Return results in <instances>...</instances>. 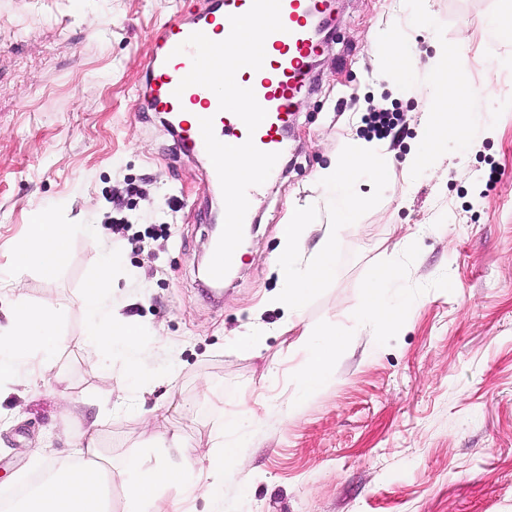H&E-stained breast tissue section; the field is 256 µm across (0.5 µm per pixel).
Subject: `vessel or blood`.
<instances>
[{
  "label": "vessel or blood",
  "instance_id": "vessel-or-blood-1",
  "mask_svg": "<svg viewBox=\"0 0 512 512\" xmlns=\"http://www.w3.org/2000/svg\"><path fill=\"white\" fill-rule=\"evenodd\" d=\"M251 6L252 0H209L207 7L195 12L190 21L166 23L155 35L157 49L146 63V109L169 115L187 152L205 151L199 121L184 117L183 103L187 100L201 104L206 116L212 117L214 133L221 142L240 145L250 139L264 152L282 148L295 100L311 80L307 63L320 51L311 35V21L323 11V0H280L283 28L271 33L264 44L273 53L272 73L255 74L249 82L258 103L267 112L255 131H248L234 113L220 110L219 99L212 90L201 85L184 89L179 86L190 72L192 61L190 53H177V46L195 32L209 37L219 32L230 33V16L244 14Z\"/></svg>",
  "mask_w": 512,
  "mask_h": 512
}]
</instances>
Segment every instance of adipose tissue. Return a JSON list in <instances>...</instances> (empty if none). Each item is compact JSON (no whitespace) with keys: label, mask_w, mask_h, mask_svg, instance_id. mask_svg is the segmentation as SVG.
<instances>
[{"label":"adipose tissue","mask_w":512,"mask_h":512,"mask_svg":"<svg viewBox=\"0 0 512 512\" xmlns=\"http://www.w3.org/2000/svg\"><path fill=\"white\" fill-rule=\"evenodd\" d=\"M372 43L379 59L380 78L388 79L396 73L407 76L416 69L418 55L398 28L375 33ZM434 68L440 75L435 92L444 98L448 108L441 114L436 112L434 104L424 107L417 127L421 151L410 160L415 167L430 163L433 153L445 142L449 126L462 119L456 102L463 75L449 67L447 43L436 44ZM387 161L382 143L349 138L335 161L320 170L321 198L337 223H353L365 203L364 194L351 179L352 174L366 169L385 172ZM308 222L307 214L292 209L287 222L280 227L278 265L288 285L282 304L291 316L299 314L311 295L332 276L335 229L325 231L305 265L297 263ZM78 235L94 244L99 239V229L93 224H59L47 212L35 211L27 226V236L16 251L17 262L45 273L57 272L65 267L69 244ZM395 277L393 267L380 268L363 295L365 311L386 331L396 328L406 315L401 304L391 303L388 298ZM106 280V274L102 273L86 285L81 301L83 314L94 335L124 357L129 379L138 387H146L150 378L144 372V364L151 355L152 344L135 321L113 317L104 293ZM62 341L52 305L13 304L6 322L0 323V383L23 376L43 377L52 368L54 353ZM343 343L342 333L335 328L312 333L304 349L296 393L287 404L288 413H297L302 401L325 385ZM240 451L239 443L216 439L208 457L207 477L203 480L197 479L195 463L187 458L152 466L129 459L125 464L128 494L139 505L140 512H155L160 494L175 483L186 495L210 503L220 501L224 497V476ZM71 456L73 461L69 464L42 458L41 482L16 505L14 512H112L108 493L112 463L105 457L97 434H80L73 443Z\"/></svg>","instance_id":"obj_1"}]
</instances>
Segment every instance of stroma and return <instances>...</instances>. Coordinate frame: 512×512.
Masks as SVG:
<instances>
[{"mask_svg": "<svg viewBox=\"0 0 512 512\" xmlns=\"http://www.w3.org/2000/svg\"><path fill=\"white\" fill-rule=\"evenodd\" d=\"M399 5L338 0L288 149L253 206L242 262L213 294L202 266L214 180L143 109L154 32L204 0H0V277L12 283L0 308L54 304L64 338L44 380L0 385V497L38 476L36 454L69 459L90 419L112 461V512H129L123 461L168 453L206 464L223 416L244 401L256 416L235 434L242 453L223 502L207 506L175 485L157 512H512V110L487 111L478 95L490 78L512 98V68L492 70L501 49L487 41L512 0H412L406 33L420 67L380 88L370 37ZM435 36L463 49L449 60L466 77L471 126L415 168L407 158L419 149ZM373 105L403 118L385 141L387 174H357L368 201L336 239L334 276L285 324L279 227L289 209L309 211L313 249L332 221L314 175L344 138L369 137ZM39 208L63 224L100 225V246L73 239L51 276L16 267ZM113 218L128 232L114 234ZM105 263L113 310L154 343L140 397L79 307ZM386 265L399 271L408 310L391 333L361 306ZM329 325L346 340L331 379L288 414L302 332ZM255 326L268 333L264 348L239 353L234 337ZM174 435L181 447L163 452Z\"/></svg>", "mask_w": 512, "mask_h": 512, "instance_id": "1", "label": "stroma"}]
</instances>
